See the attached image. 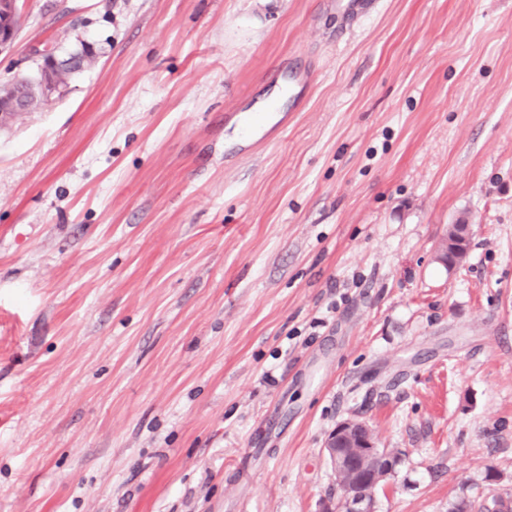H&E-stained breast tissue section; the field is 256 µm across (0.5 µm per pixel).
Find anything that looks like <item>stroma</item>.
<instances>
[{
  "label": "stroma",
  "mask_w": 512,
  "mask_h": 512,
  "mask_svg": "<svg viewBox=\"0 0 512 512\" xmlns=\"http://www.w3.org/2000/svg\"><path fill=\"white\" fill-rule=\"evenodd\" d=\"M17 7L0 83L96 61L0 129V512H324L348 419L376 512L512 500V0ZM32 58L36 63V70L28 79L39 85L43 98L49 101L61 89L52 69H57L62 62L67 60V56H59L55 50L34 47ZM324 451L336 474L366 473L371 486L369 493L346 491L337 500L336 508L328 507L327 512H374L375 489L394 470L396 457L377 448L368 426L357 420L339 425L330 435ZM375 459H380V465L372 468Z\"/></svg>",
  "instance_id": "stroma-1"
}]
</instances>
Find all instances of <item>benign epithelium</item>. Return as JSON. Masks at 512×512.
I'll return each mask as SVG.
<instances>
[{
  "instance_id": "benign-epithelium-1",
  "label": "benign epithelium",
  "mask_w": 512,
  "mask_h": 512,
  "mask_svg": "<svg viewBox=\"0 0 512 512\" xmlns=\"http://www.w3.org/2000/svg\"><path fill=\"white\" fill-rule=\"evenodd\" d=\"M17 17V0H0V53L9 51L15 42L18 33ZM32 58L36 70L30 80L39 85L43 98L49 101L60 91L53 70L66 61L67 57L59 56L50 49L35 47L32 49ZM472 235V225L459 224L451 244L455 245V249L467 252ZM324 451L335 473H366L371 486L369 493L346 491L337 500L336 508L329 507L327 512H374V489L394 470L396 457L377 448L368 426L357 420L339 425L330 435Z\"/></svg>"
}]
</instances>
